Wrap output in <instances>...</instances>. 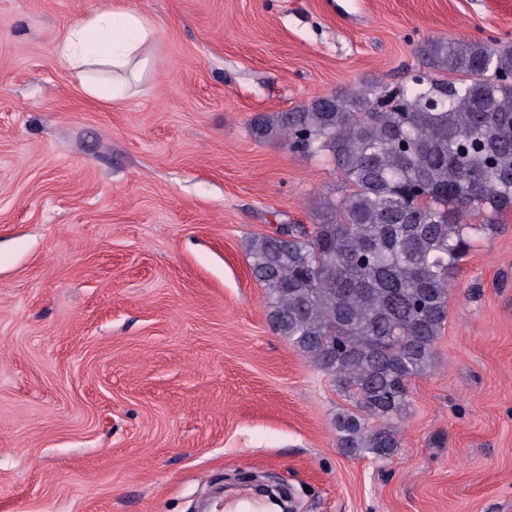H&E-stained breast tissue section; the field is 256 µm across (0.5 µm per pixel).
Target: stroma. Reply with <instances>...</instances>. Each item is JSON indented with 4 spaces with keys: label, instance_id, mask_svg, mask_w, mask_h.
<instances>
[{
    "label": "stroma",
    "instance_id": "35a3bbf8",
    "mask_svg": "<svg viewBox=\"0 0 512 512\" xmlns=\"http://www.w3.org/2000/svg\"><path fill=\"white\" fill-rule=\"evenodd\" d=\"M112 7L150 64L104 102L56 46ZM437 38L512 45V0H0V512H224L259 482L297 512H512V212L386 457L338 448L350 402L249 265L343 189L251 119L404 85Z\"/></svg>",
    "mask_w": 512,
    "mask_h": 512
}]
</instances>
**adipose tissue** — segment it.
I'll list each match as a JSON object with an SVG mask.
<instances>
[{
	"label": "adipose tissue",
	"mask_w": 512,
	"mask_h": 512,
	"mask_svg": "<svg viewBox=\"0 0 512 512\" xmlns=\"http://www.w3.org/2000/svg\"><path fill=\"white\" fill-rule=\"evenodd\" d=\"M151 35L144 18L136 11L116 8L95 14L75 24L57 46L58 55L73 71L82 75L90 95H98L94 77L112 76V96L126 91L125 78L130 69L145 70L147 58L140 50Z\"/></svg>",
	"instance_id": "1"
}]
</instances>
